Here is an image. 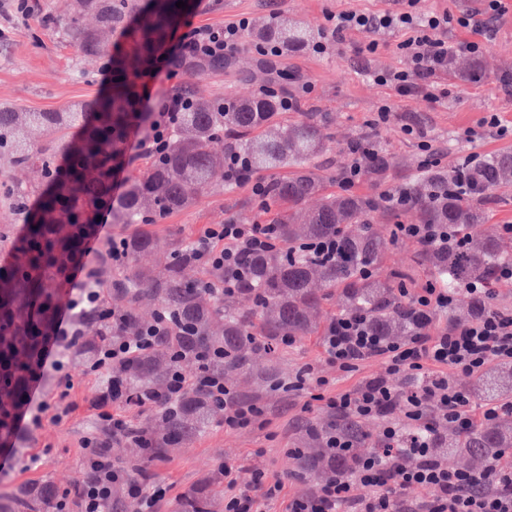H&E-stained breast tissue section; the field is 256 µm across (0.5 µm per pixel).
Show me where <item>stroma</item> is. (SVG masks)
<instances>
[{"label": "stroma", "instance_id": "stroma-1", "mask_svg": "<svg viewBox=\"0 0 512 512\" xmlns=\"http://www.w3.org/2000/svg\"><path fill=\"white\" fill-rule=\"evenodd\" d=\"M43 5L45 14L56 17V25L46 27L33 18L26 25L11 28L0 18V28L7 31L6 39L0 41V103L26 111L62 110L106 93L112 83L111 71L82 77L79 53L58 29L72 15L74 0H43ZM391 6L392 0H199L190 20L197 26L220 27L243 16L256 25L284 15L317 34L325 26L327 15L352 9L381 12ZM502 8V13L488 24V49L479 58L482 77L467 80L443 76L450 95L437 103L398 96L369 78V71L405 65L406 58L398 48L403 35L398 31L383 34L381 47L373 55L358 54L364 38L355 33L347 35L328 54L318 55L308 48L273 61L258 55L254 39L247 37L230 66L203 70L195 86L208 97L229 99L257 93L266 85L283 84L293 94L307 81L311 91L302 95L301 108L321 113L332 136L329 151L315 158V165L343 169L349 145L371 136L376 145L394 156L396 177L418 173L423 161L418 142L403 132L404 126L410 125L433 141L442 167L451 169L469 155L483 157L512 151V136H498L494 129L480 125L487 113L494 112L503 124L512 126V0H502ZM385 104L390 107V120L379 136H372L368 123ZM470 127L481 130L472 141L465 136ZM39 180L35 169H15L0 161V233L13 238L22 235L23 226L13 213L11 190L19 183L37 185ZM252 195L248 182L237 184L229 193L221 188L204 191L194 206L152 225L159 250L175 243H190L206 225L223 223L231 214L240 223H256L254 211L245 206ZM394 271L407 274L414 285L430 277L417 246L408 242L395 243L381 269L385 275ZM323 357L320 337L298 338L288 349L279 376L291 382L311 366L331 379L329 391L336 394L352 390L360 378L381 369L380 362L370 361L358 374L346 376L327 367ZM71 375L74 387L69 398L76 402V409L62 422L46 419L40 428L17 432L12 441L11 464L0 469V499L8 501L19 489L46 484L62 493L79 480L81 442L95 425L88 402L100 397L104 387L80 369H73ZM226 383L242 397L258 400L266 407L265 426L230 429L219 415L178 450L155 456L144 454L127 441H111L109 451L116 464L134 477L145 476L167 486V496L158 503L156 512H175L189 489L210 478L215 479L219 491H226L224 467L228 464L237 469L243 482L255 470L265 472L269 481H284L280 498L267 503L264 512H285L289 498L308 494L316 487L309 472L296 468L291 453L305 430L323 427L331 419L322 402L313 400L312 388L285 394L249 376L230 377Z\"/></svg>", "mask_w": 512, "mask_h": 512}]
</instances>
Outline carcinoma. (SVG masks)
<instances>
[{"label":"carcinoma","mask_w":512,"mask_h":512,"mask_svg":"<svg viewBox=\"0 0 512 512\" xmlns=\"http://www.w3.org/2000/svg\"><path fill=\"white\" fill-rule=\"evenodd\" d=\"M176 2L80 0V13L89 22L73 17L63 35L83 58L112 70L109 91L72 109L29 112L0 105V156L15 168L39 166L44 181L37 190L12 189L24 234L18 241L4 239L11 260L0 267V449L11 441L13 411L24 401L28 376L39 364L38 336L63 300L68 267L103 210L118 224L141 225L125 238L119 265L105 252L98 267L99 287L114 291L116 300L126 303L119 331L135 335L143 325L140 311L155 306L172 312L180 325L120 369L133 393L163 391L176 347L182 349L183 365L194 363L197 351L218 346L224 348L225 375L250 372L258 368L260 356H273L283 337L320 333L326 305L334 298L339 300L336 314H363L384 336H408L415 330L409 298L398 294L407 283L379 274L391 246L374 227L383 210L380 199L331 191L336 175L311 164L329 142L319 116L300 112L288 119L279 91L226 103L181 84L179 91L191 100V107L179 113L163 156L147 160L144 173L130 179L121 195H112V178L129 164L128 136L146 131L150 123V113L139 108L141 84L178 20L196 9L198 0H184V10ZM253 36L277 42L288 53L305 47L312 32L280 17L260 25ZM451 62L460 77L481 75V66L464 51ZM228 152L247 157L254 174L270 173L254 204L275 225L277 247L245 256L243 284L233 295L203 287V279L231 278V271L212 270L203 279L191 275L200 261L187 247L173 248L152 268L139 265V256L156 248L149 225L193 206L204 188H234L235 183L224 180ZM393 169V161L376 148L364 176L381 183ZM455 176L454 170L426 168L403 185L408 201L390 215L396 220L407 216L415 224H446L464 238L461 247H420L432 277L445 288L462 290L475 281H493L502 265L512 264V240L488 227L485 207L489 192L512 191V151L469 164L462 186L454 184ZM326 235L345 245V254L336 261L299 252L300 244ZM365 268L372 274L365 275ZM479 380L489 403L512 395V365L492 363ZM153 412L156 422L147 426L151 442L169 448L202 432L216 407L192 389L177 401L176 411L159 404ZM432 437L469 466L482 468L497 452L512 448V424L500 417L479 419L466 433L450 427ZM326 439L325 430L302 439L300 460L307 469L320 470ZM53 494L50 486L36 492L27 489L18 502L34 509ZM220 507L217 494L204 483L182 496L176 512H219Z\"/></svg>","instance_id":"obj_1"}]
</instances>
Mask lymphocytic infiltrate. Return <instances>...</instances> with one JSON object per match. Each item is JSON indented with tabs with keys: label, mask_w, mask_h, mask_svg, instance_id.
I'll return each instance as SVG.
<instances>
[{
	"label": "lymphocytic infiltrate",
	"mask_w": 512,
	"mask_h": 512,
	"mask_svg": "<svg viewBox=\"0 0 512 512\" xmlns=\"http://www.w3.org/2000/svg\"><path fill=\"white\" fill-rule=\"evenodd\" d=\"M393 2V8L382 12L346 10L329 16L314 51L328 53L348 33L358 32L365 37L362 52L372 54L379 48L381 33L404 32L399 48L408 59L407 66L374 71V81L403 97L434 101L447 96L439 76L447 71L453 53L446 38L448 25L454 22L477 33L479 23L470 15L453 18L445 12L423 10L420 0ZM249 25L245 17L221 27L189 24L163 48V63L144 90V109L151 112L153 121L148 133L133 134L128 143L132 156L153 160L161 156L177 114L186 105L184 97L169 90V83L182 73L231 56ZM98 231V236L85 244L69 274L65 299L56 306L52 329L42 342L40 370L30 378L31 385H39L49 370L67 381L77 365L83 374L101 379L108 396L107 401L91 403L97 426L82 442L83 477L74 495H62L53 509L107 512L114 492L122 488L138 499L141 512H154L166 495L165 485L132 480L109 452L115 436L130 438L145 451L151 447L150 437L146 430L133 428L125 416L107 410L106 405L133 401L151 408L157 404L158 398L152 393L131 396L117 370L170 335L175 319L172 313L161 310L137 335L117 333L123 315L108 293L98 288L97 268L89 257L106 247L113 262H120L124 243L114 238L106 225H99ZM274 243L272 225L229 220L207 225L193 249L206 269L237 270L243 252H265ZM492 289L482 282L471 284L469 293L478 303L479 313L469 322L451 323L438 331L432 328L433 316L450 309L456 295L434 282L408 291L416 321L411 335H380L361 314L340 316L331 322L323 338L328 365L351 374L365 361L377 359L384 371L353 392L326 397L325 405L337 419L326 442L332 465L314 492L289 500L287 512H512L511 451L494 457L486 467L461 470L448 465L430 436L431 431L445 426L466 431L479 416L490 420L504 412L512 413V403H507L488 405L482 414H475L466 390L456 382L460 376H479L493 362L512 364V311L487 309ZM88 312L100 317V342L91 355L81 357L77 351L85 334L83 317ZM196 358L194 374H186L177 365L171 369L165 385L168 403H175L189 389H200L223 409L226 427L244 429L263 423L264 407L225 385L220 369L222 348L202 349ZM369 418L384 419L385 424L376 451L361 456L355 452L357 437L352 427ZM283 489V481L271 483L264 472H252L243 488L225 496L224 512H260L261 501L278 497ZM417 489L426 491L425 499L412 498V491Z\"/></svg>",
	"instance_id": "lymphocytic-infiltrate-1"
}]
</instances>
